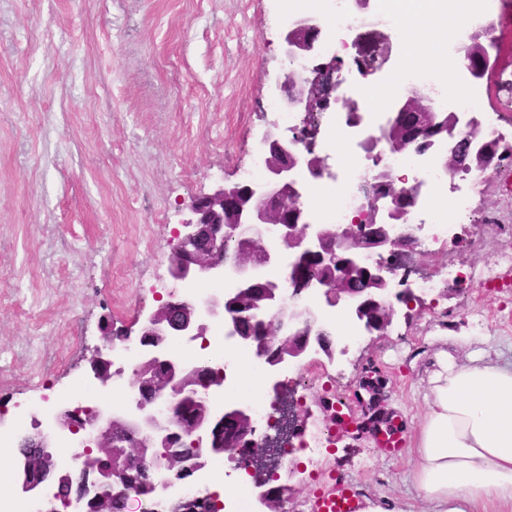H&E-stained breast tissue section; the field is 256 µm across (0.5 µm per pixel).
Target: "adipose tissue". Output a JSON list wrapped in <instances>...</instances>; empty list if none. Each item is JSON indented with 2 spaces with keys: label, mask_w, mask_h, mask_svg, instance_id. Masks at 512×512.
<instances>
[{
  "label": "adipose tissue",
  "mask_w": 512,
  "mask_h": 512,
  "mask_svg": "<svg viewBox=\"0 0 512 512\" xmlns=\"http://www.w3.org/2000/svg\"><path fill=\"white\" fill-rule=\"evenodd\" d=\"M447 31L430 12L406 37L405 58L436 62ZM426 413L416 436L411 473L421 496L439 512L512 507V364L470 354L442 359L429 377Z\"/></svg>",
  "instance_id": "adipose-tissue-1"
}]
</instances>
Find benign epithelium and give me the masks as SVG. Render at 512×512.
<instances>
[{"mask_svg":"<svg viewBox=\"0 0 512 512\" xmlns=\"http://www.w3.org/2000/svg\"><path fill=\"white\" fill-rule=\"evenodd\" d=\"M494 31L492 21L479 19L472 29V41L492 46L497 41ZM321 34V18L317 14L292 20L284 32L283 53L293 69L276 83L273 93L283 111L300 113L301 124L282 128L272 123L262 140L264 176L247 185L221 183L211 193L194 198L189 205L191 217L174 231L176 244L168 266L174 281L199 286L222 282L225 275L231 274L236 278V288L204 297L171 293L169 297L181 303L179 316H173L162 300L141 321L136 338L138 360L127 408L120 412L99 409L81 417L75 406L66 401L52 411L58 430L84 438V447L77 449L79 455L96 449L112 456L114 475L123 474L135 463L149 467L154 474L167 476L170 483L178 472L200 471L205 466L203 462L157 453V448L177 437L189 436L195 445L209 449L212 456L220 457L234 449V455L240 456L241 467L259 487L269 484L271 476L278 481L288 479V474L276 468H256L257 460L263 456L260 448L267 439L258 436L249 407L230 401L220 415L205 408L183 421L177 420L171 405L197 388V371L175 356L170 341L183 337L198 340L209 333L211 324L218 322L257 364L278 370L298 365L312 349L324 347L317 315L293 304V294L310 291L329 307H344L369 333L376 331V326L364 321L366 308L381 311V326L387 328L392 324L396 304L406 299L412 303L419 300L408 284L406 269L420 245L423 225L408 223L398 234L392 230L393 196L385 188L399 191L408 179L396 181L394 169L386 162L390 151L381 129L369 132L359 142L360 151L372 160L369 184L373 191L367 190L361 196L350 223L313 224L300 207L307 188L330 174L328 156L316 153L314 147L317 126L309 125L308 119L329 110L328 98L342 83L343 60L324 56ZM493 67L494 62L486 52L478 64L465 66V75L478 84ZM410 102L431 126L446 111L437 95L423 94L417 86L395 100L391 111L406 112ZM451 115L463 137L446 140L448 151L441 156L439 166L440 173L445 175L453 172L461 156L478 159L483 152L481 139L470 136L481 129L477 116L464 110H453ZM226 213L231 217L229 224L224 223ZM207 224L214 225V248L208 253H196L194 245ZM226 240L245 242L251 251L226 257ZM274 241L284 243L297 256H314L326 265L336 266V279L308 269L299 284L288 279H263L264 269L281 262V253L272 245ZM362 256L373 258L365 274L378 287L366 293L336 287L337 281L360 267ZM114 345L115 342L105 340L89 359L87 376L102 386L112 380ZM39 463L41 460L32 452L17 455V494L43 500V512L84 508L83 499L63 493L52 500L43 497L40 483L28 478ZM286 488L284 484L276 493H261L268 512H288L287 499L283 498Z\"/></svg>","mask_w":512,"mask_h":512,"instance_id":"1","label":"benign epithelium"}]
</instances>
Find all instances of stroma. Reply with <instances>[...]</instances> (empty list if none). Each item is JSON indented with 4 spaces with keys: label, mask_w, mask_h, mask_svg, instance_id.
Returning a JSON list of instances; mask_svg holds the SVG:
<instances>
[{
    "label": "stroma",
    "mask_w": 512,
    "mask_h": 512,
    "mask_svg": "<svg viewBox=\"0 0 512 512\" xmlns=\"http://www.w3.org/2000/svg\"><path fill=\"white\" fill-rule=\"evenodd\" d=\"M288 0H0V416L29 421L86 382L106 329L134 331L168 279L172 230L190 201L245 182L282 109L267 102L289 68ZM512 142V55L479 85ZM471 221L411 257V280L434 278L414 310L347 352L313 350L304 365L254 375L246 392L295 405L317 460L297 454L288 512H308L329 475L367 512H435L411 477V445L441 356L473 350L512 362V159L468 185ZM383 380L377 406L402 432L398 455L365 429L361 383Z\"/></svg>",
    "instance_id": "obj_1"
}]
</instances>
